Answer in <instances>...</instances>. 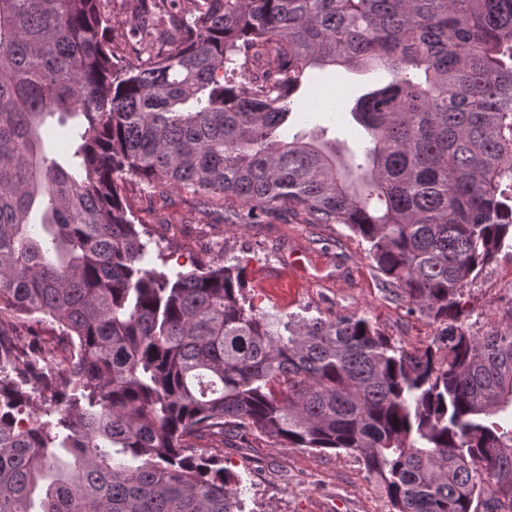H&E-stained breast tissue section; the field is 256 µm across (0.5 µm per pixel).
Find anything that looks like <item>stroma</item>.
I'll use <instances>...</instances> for the list:
<instances>
[{
	"label": "stroma",
	"mask_w": 512,
	"mask_h": 512,
	"mask_svg": "<svg viewBox=\"0 0 512 512\" xmlns=\"http://www.w3.org/2000/svg\"><path fill=\"white\" fill-rule=\"evenodd\" d=\"M372 80L369 73L313 70L289 135H322L356 149L366 133L350 109ZM125 194L149 234L150 253L162 254L173 270L231 254L242 260L247 289L265 308L332 319L362 316L410 351L424 348L439 331L388 290L365 243L346 225L307 224L282 211L240 224L222 218L238 210L232 199L207 209L199 196L169 187L130 185ZM469 291L474 332L512 328V255L500 254ZM223 455L225 468L243 481L248 512H388L375 479L347 454L287 448L251 430L225 440Z\"/></svg>",
	"instance_id": "stroma-1"
}]
</instances>
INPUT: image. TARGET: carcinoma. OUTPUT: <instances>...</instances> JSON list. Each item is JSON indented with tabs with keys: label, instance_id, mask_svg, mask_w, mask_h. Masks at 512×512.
Wrapping results in <instances>:
<instances>
[{
	"label": "carcinoma",
	"instance_id": "cac0c4a2",
	"mask_svg": "<svg viewBox=\"0 0 512 512\" xmlns=\"http://www.w3.org/2000/svg\"><path fill=\"white\" fill-rule=\"evenodd\" d=\"M0 0V512H244L214 435L355 456L390 512H512V331L467 287L512 252V0ZM177 30L171 47L152 52ZM376 71L370 137L286 138L312 68ZM79 119L64 163L45 127ZM344 224L439 324L282 315L232 258L172 272L120 184ZM69 355L42 356L45 332ZM41 413L30 415L33 400ZM132 4L131 0H105L104 10L111 19L113 52L136 63V56L128 53L125 44L132 19Z\"/></svg>",
	"mask_w": 512,
	"mask_h": 512
}]
</instances>
